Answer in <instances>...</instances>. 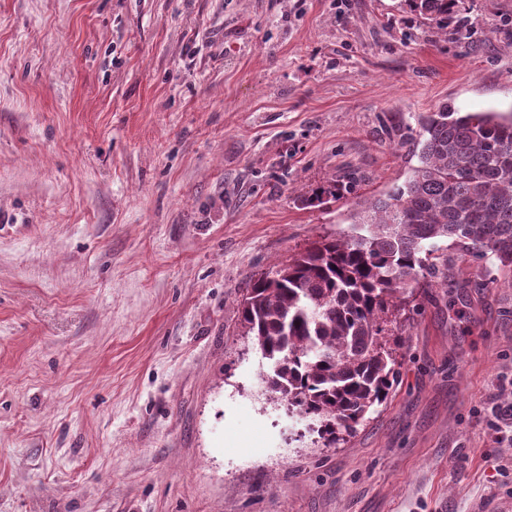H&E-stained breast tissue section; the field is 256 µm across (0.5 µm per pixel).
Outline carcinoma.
Returning a JSON list of instances; mask_svg holds the SVG:
<instances>
[{
	"label": "carcinoma",
	"mask_w": 512,
	"mask_h": 512,
	"mask_svg": "<svg viewBox=\"0 0 512 512\" xmlns=\"http://www.w3.org/2000/svg\"><path fill=\"white\" fill-rule=\"evenodd\" d=\"M407 2L437 23L457 4ZM419 124L417 165L403 184L366 203L351 233L314 240L257 279L240 303L243 328L269 360L266 390L319 422L330 445L388 400L401 337L387 322L410 288L456 287L465 265L485 287L512 288V114L442 105ZM353 190L337 180L307 202Z\"/></svg>",
	"instance_id": "obj_1"
}]
</instances>
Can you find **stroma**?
<instances>
[{"label":"stroma","mask_w":512,"mask_h":512,"mask_svg":"<svg viewBox=\"0 0 512 512\" xmlns=\"http://www.w3.org/2000/svg\"><path fill=\"white\" fill-rule=\"evenodd\" d=\"M442 105L512 108V0H0V512H512V288L420 289L331 448L239 318ZM422 19L442 23L448 20L458 0H406ZM354 183L352 181H334L328 188H321L315 191L307 198L310 205L320 206L330 200H336L343 197L345 194H351L354 190Z\"/></svg>","instance_id":"35a3bbf8"}]
</instances>
